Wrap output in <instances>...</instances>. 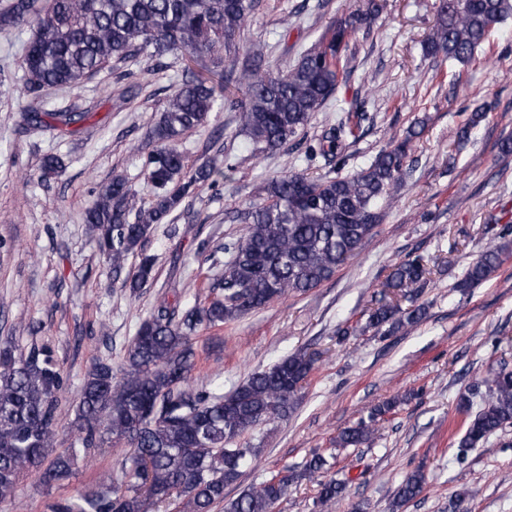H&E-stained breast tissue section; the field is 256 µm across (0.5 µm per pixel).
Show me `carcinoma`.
I'll list each match as a JSON object with an SVG mask.
<instances>
[{"label":"carcinoma","instance_id":"cac0c4a2","mask_svg":"<svg viewBox=\"0 0 512 512\" xmlns=\"http://www.w3.org/2000/svg\"><path fill=\"white\" fill-rule=\"evenodd\" d=\"M260 0H0V30L28 27L31 37L20 56L25 89L35 96L46 88H74L111 66L112 60L146 55L158 61L183 57L201 70L224 77L231 62L245 95L227 92L187 67L159 121L150 129L147 157L153 199L139 204L128 180L115 176L97 191L83 221L116 272L130 255L139 257L134 277L123 283L133 294L151 280L155 258L142 250L151 226L196 187L224 177V163L212 159L189 167L178 141L208 122L213 112L239 113L240 130L263 152L288 145L333 96L349 74L345 56L352 35L371 23L375 0L336 21L286 70L264 64L258 53L238 57L245 24ZM512 0H442L425 41V55L467 64L490 45L508 16ZM85 112L31 111L28 125L60 130L82 121ZM406 135L375 154L353 175L312 179L287 171L263 186L262 202L237 214L244 236L227 247L224 274L203 302L181 309L161 301L143 319L128 344L124 366L97 359L84 376L76 405L70 447L58 451L55 422L64 374L46 346L26 352L0 346V504L13 503L29 476L50 487L68 478L77 461L109 444L127 447L122 487L106 474L95 490L58 498L49 512H273L283 488L299 478L318 480L317 506L327 509L342 496L345 482L323 479L329 459L314 454L298 470L279 472L233 499L224 490L259 448L236 447L245 433L291 414L298 392L313 370L305 353L290 354L253 373L224 396L190 384L194 367L192 340L202 327H215L260 309L291 293H304L331 279L358 255L383 219L381 204L396 185L413 141ZM355 127L339 123L309 149V157L341 160ZM507 223L468 266L455 287L465 291L489 280L512 251ZM429 271L421 257L395 264L385 287L413 304L381 302L366 327L398 330L416 325L425 308L415 304ZM483 405L469 417L458 441L474 448L512 427V367L501 364L473 385ZM394 407L374 409L369 422L343 429L342 448L368 444L375 423ZM425 477L409 474L394 492L396 507L416 498Z\"/></svg>","mask_w":512,"mask_h":512}]
</instances>
